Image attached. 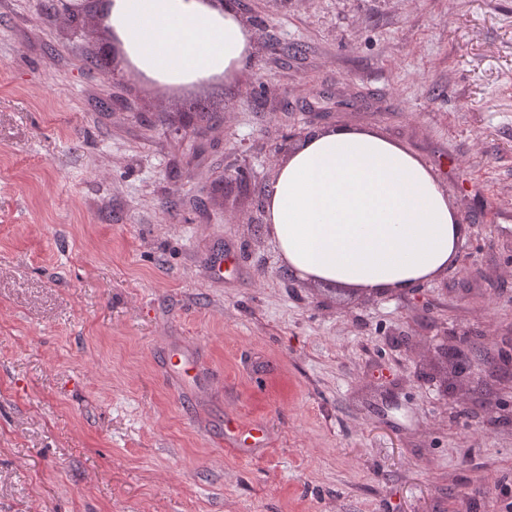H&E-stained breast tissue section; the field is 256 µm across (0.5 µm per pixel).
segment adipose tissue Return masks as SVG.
Instances as JSON below:
<instances>
[{"label": "adipose tissue", "instance_id": "obj_1", "mask_svg": "<svg viewBox=\"0 0 512 512\" xmlns=\"http://www.w3.org/2000/svg\"><path fill=\"white\" fill-rule=\"evenodd\" d=\"M104 23L136 76L162 90L233 81L255 51L237 0H108ZM266 222L302 281L374 295L453 270L467 233L417 155L375 130L318 128L277 166Z\"/></svg>", "mask_w": 512, "mask_h": 512}]
</instances>
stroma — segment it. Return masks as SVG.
<instances>
[{
    "instance_id": "obj_1",
    "label": "stroma",
    "mask_w": 512,
    "mask_h": 512,
    "mask_svg": "<svg viewBox=\"0 0 512 512\" xmlns=\"http://www.w3.org/2000/svg\"><path fill=\"white\" fill-rule=\"evenodd\" d=\"M50 2L0 0V512H507L512 0H245L248 71L169 93ZM332 126L432 167L455 270L289 271L265 197Z\"/></svg>"
}]
</instances>
